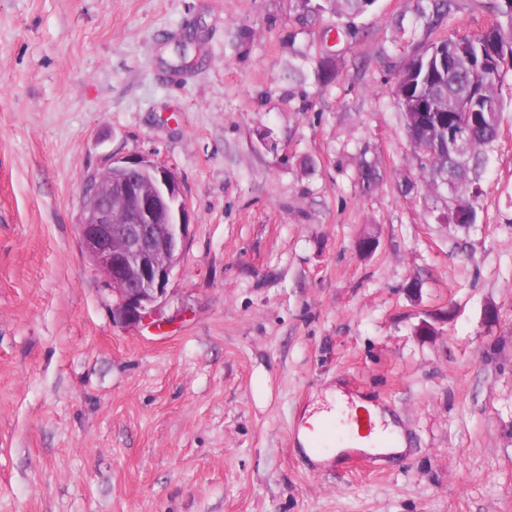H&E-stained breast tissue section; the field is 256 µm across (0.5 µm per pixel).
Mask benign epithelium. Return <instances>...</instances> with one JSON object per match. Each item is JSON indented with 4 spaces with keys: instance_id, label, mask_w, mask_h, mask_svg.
<instances>
[{
    "instance_id": "1",
    "label": "benign epithelium",
    "mask_w": 512,
    "mask_h": 512,
    "mask_svg": "<svg viewBox=\"0 0 512 512\" xmlns=\"http://www.w3.org/2000/svg\"><path fill=\"white\" fill-rule=\"evenodd\" d=\"M480 67L512 65V40L488 39ZM443 60L441 47L408 59L396 82V103L412 146L425 153L441 145L464 166L467 129H449L437 116L444 111L435 93L415 95L410 80L425 58ZM118 180L90 177L83 186L80 240L86 256L112 289V319L135 326L161 308L167 285L189 236L188 209L181 184L166 167L145 157L112 158ZM119 210L123 221H112Z\"/></svg>"
}]
</instances>
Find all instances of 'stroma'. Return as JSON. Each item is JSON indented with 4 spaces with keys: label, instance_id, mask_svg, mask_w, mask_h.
I'll return each instance as SVG.
<instances>
[{
    "label": "stroma",
    "instance_id": "1",
    "mask_svg": "<svg viewBox=\"0 0 512 512\" xmlns=\"http://www.w3.org/2000/svg\"><path fill=\"white\" fill-rule=\"evenodd\" d=\"M496 3L0 0V512H512V68L468 229L394 95ZM127 155L190 224L133 327L79 233ZM335 382L395 412L401 459L307 464Z\"/></svg>",
    "mask_w": 512,
    "mask_h": 512
}]
</instances>
